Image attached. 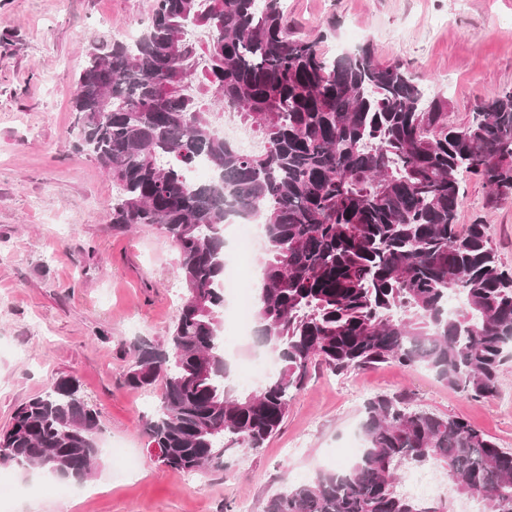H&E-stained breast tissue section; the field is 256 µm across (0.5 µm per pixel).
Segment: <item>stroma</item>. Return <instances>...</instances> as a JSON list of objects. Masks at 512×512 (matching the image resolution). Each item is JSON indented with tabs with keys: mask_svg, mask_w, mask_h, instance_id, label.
<instances>
[{
	"mask_svg": "<svg viewBox=\"0 0 512 512\" xmlns=\"http://www.w3.org/2000/svg\"><path fill=\"white\" fill-rule=\"evenodd\" d=\"M288 29L330 58L371 43L378 60L401 61L447 96L461 126L477 100L512 87V0H282ZM152 0H0V429L16 408L62 377L78 381L97 410L101 453L91 477L60 496L32 468L6 466L13 487L0 512H240L284 482L334 468L361 431L377 394L466 419L512 448V358L498 389L474 398L425 367L395 363L332 374L313 364L277 435L257 451L234 448L199 474L166 468L145 425L159 388L133 390L131 345L163 341L182 292L177 250L158 227L112 222L115 192L81 151L71 98L89 43L100 33L145 30ZM459 230L486 225L512 271V196L488 207L487 188L465 176Z\"/></svg>",
	"mask_w": 512,
	"mask_h": 512,
	"instance_id": "1",
	"label": "stroma"
}]
</instances>
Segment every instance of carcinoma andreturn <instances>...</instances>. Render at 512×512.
I'll return each instance as SVG.
<instances>
[{"label": "carcinoma", "mask_w": 512, "mask_h": 512, "mask_svg": "<svg viewBox=\"0 0 512 512\" xmlns=\"http://www.w3.org/2000/svg\"><path fill=\"white\" fill-rule=\"evenodd\" d=\"M78 145L112 178V223L156 225L182 275L165 340L141 338L125 385L163 380L146 424L159 462L198 473L237 445L257 451L279 430L310 366L333 372L424 366L474 397L497 390L512 353V275L486 225L460 234L466 173L488 204L512 195V89L479 101L465 126L448 98L366 45L327 58L293 37L280 0H153L136 39H96L71 100ZM234 113L265 143L246 154L218 133ZM211 170L198 182V161ZM261 214L257 342L279 368L248 393L224 357L225 198ZM464 297L448 313V290ZM208 372L200 375L199 365ZM99 415L62 378L18 406L0 431V467L62 480L92 473ZM364 447L350 463L269 495L261 512H447L397 489L405 463H432L459 498L512 512V451L467 420L364 405Z\"/></svg>", "instance_id": "cac0c4a2"}]
</instances>
